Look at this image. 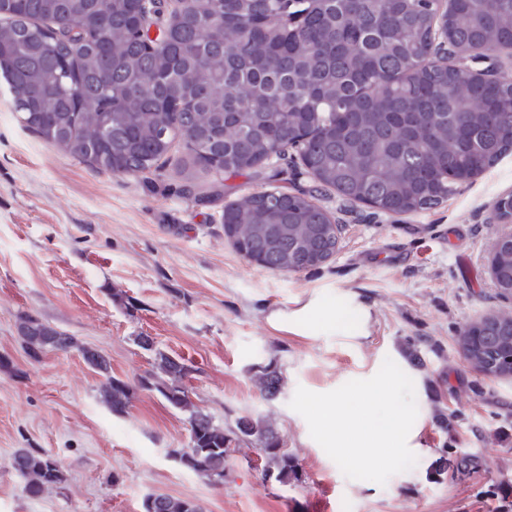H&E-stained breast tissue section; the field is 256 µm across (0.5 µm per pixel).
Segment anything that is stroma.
Segmentation results:
<instances>
[{"label":"stroma","instance_id":"1","mask_svg":"<svg viewBox=\"0 0 512 512\" xmlns=\"http://www.w3.org/2000/svg\"><path fill=\"white\" fill-rule=\"evenodd\" d=\"M191 169L175 144L156 171L113 174L26 129L0 83V512H144L151 494L198 501L204 512H512V380L466 362L461 326L512 310L489 276L501 229L493 204L512 191V155L462 184L439 207L381 214L336 192L317 193L287 161L262 177H230L200 203L184 192ZM312 195L341 226L321 267L272 272L224 235V206L248 192ZM340 313L326 324L317 313ZM279 314L298 330L275 329ZM32 316L100 352L133 399L113 413L102 376L79 349L32 360L17 325ZM181 358L192 402L224 426L264 417L297 457L302 482H262L256 446L243 444L223 484L182 468L188 416L140 380L154 355L136 337ZM392 359L415 387L416 465L386 484L352 480L314 441L289 403L297 389L332 391ZM283 377L265 400L255 378ZM448 415L447 427L435 422ZM17 448L57 459L63 483L32 497L11 467ZM465 457L478 459L465 473Z\"/></svg>","mask_w":512,"mask_h":512}]
</instances>
